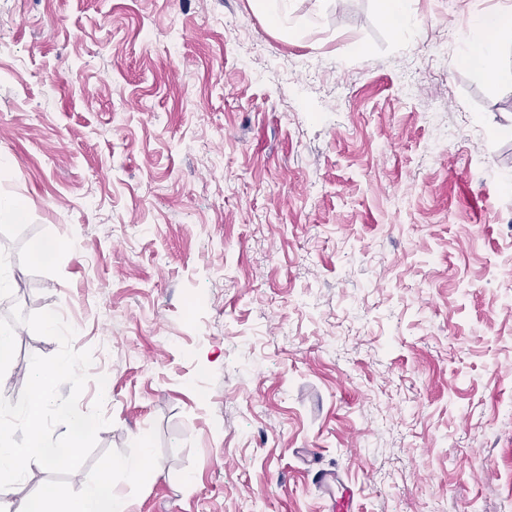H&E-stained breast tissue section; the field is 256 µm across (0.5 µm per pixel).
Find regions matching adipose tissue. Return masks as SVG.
<instances>
[{
	"label": "adipose tissue",
	"mask_w": 512,
	"mask_h": 512,
	"mask_svg": "<svg viewBox=\"0 0 512 512\" xmlns=\"http://www.w3.org/2000/svg\"><path fill=\"white\" fill-rule=\"evenodd\" d=\"M478 31L477 40L466 42L460 60L476 68L495 83L512 87V71L502 70L498 64V38L512 29V10L487 13L473 21Z\"/></svg>",
	"instance_id": "adipose-tissue-1"
}]
</instances>
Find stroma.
<instances>
[{
  "label": "stroma",
  "mask_w": 512,
  "mask_h": 512,
  "mask_svg": "<svg viewBox=\"0 0 512 512\" xmlns=\"http://www.w3.org/2000/svg\"><path fill=\"white\" fill-rule=\"evenodd\" d=\"M505 2L397 38L378 0H0V318L91 350L98 452L156 431L130 512H327L314 466L358 512H503L512 89L459 51ZM15 341L18 396L59 343Z\"/></svg>",
  "instance_id": "obj_1"
}]
</instances>
